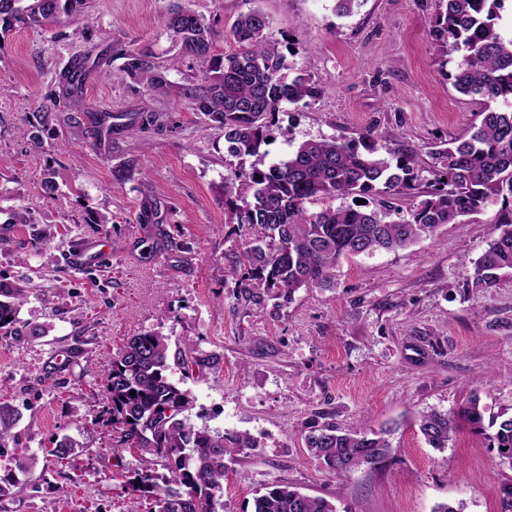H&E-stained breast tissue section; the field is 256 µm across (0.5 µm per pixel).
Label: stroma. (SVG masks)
<instances>
[{
	"label": "stroma",
	"instance_id": "1",
	"mask_svg": "<svg viewBox=\"0 0 512 512\" xmlns=\"http://www.w3.org/2000/svg\"><path fill=\"white\" fill-rule=\"evenodd\" d=\"M171 0H92L74 23L0 34V186L32 214L1 224L0 281L23 284L21 320L39 337L0 335V399L17 411L0 466L16 449L37 454L69 436L89 448L73 480L39 461L8 512H126L118 466L135 458L90 431L107 407L101 374L128 336L156 331L172 351L194 342L203 367H173L196 399L191 419L252 434L257 454L228 463L224 512H251L255 490L287 482L335 503L338 512H498L497 485L512 469L495 464L487 440L461 428L445 452L426 445L420 414L455 413L478 395L491 413L512 414V274L474 292L472 263L484 251L497 206L441 227L406 249L341 260L331 287L299 289L257 313L241 297L231 259L244 232L224 209V177L251 158L230 155L223 131L188 109L182 88L202 85L165 24ZM217 31L216 54L236 46V17L262 10L268 39L293 73L321 89L284 105L270 131L266 162L307 139L387 136L391 153L422 165L463 135L483 105L441 76L432 35L437 0H360L337 16L335 0H184ZM151 50L176 87L146 92L113 61L90 78L87 100L113 111L169 113L174 128L125 135L92 148L90 133L52 123L42 148L26 131L36 106L56 97L73 57L108 46ZM65 179L42 186L46 168ZM158 221L141 224L144 199ZM376 429L396 424L382 468L337 477L310 457L306 426Z\"/></svg>",
	"mask_w": 512,
	"mask_h": 512
}]
</instances>
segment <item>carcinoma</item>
<instances>
[{
    "label": "carcinoma",
    "mask_w": 512,
    "mask_h": 512,
    "mask_svg": "<svg viewBox=\"0 0 512 512\" xmlns=\"http://www.w3.org/2000/svg\"><path fill=\"white\" fill-rule=\"evenodd\" d=\"M505 0H438L434 32L438 46L450 57L461 54L452 69L443 72L461 94L483 102L480 122L465 134L448 140V147L433 157L421 179L415 154L387 157L384 137L371 132L350 139H308L299 142L284 160L263 168L234 169L224 178V206L230 223L248 234L236 255L233 274L239 292L291 299L308 286L327 287L343 258L371 255L380 250L410 246L430 237L442 226L456 224L489 205L500 204L496 225L487 246L474 262L469 286L476 291L494 287L512 273V38L496 28ZM90 0H0V26L48 27L86 13ZM179 55L197 64L207 84L186 88L189 108L209 125L224 130L234 156H258L268 144L272 120L285 103L315 100L320 89L303 73L289 79L287 57L264 36L269 27L265 13L254 8L237 16L230 37L238 50L215 54L217 35L210 23L174 0L166 20ZM123 71L146 91L167 94L173 88L168 68L146 49H122ZM107 58L84 55L60 75L63 101L37 110L38 127L31 141L63 110L68 125L80 128L78 115L91 119L95 144L110 145L124 133H162L170 124L166 112L142 110L114 112L110 106L85 102L86 75L101 71ZM421 193L424 199L405 213L398 201ZM352 197L350 205H328L308 212L311 201ZM365 203H359V200ZM6 213V224H32L22 206ZM25 294L18 285L0 282V335H42V328L21 321ZM169 337L155 331L130 337L104 373L107 418L92 419L104 427L109 440L135 457L139 466L125 475L131 503L139 512L142 501L150 512H224L226 458L260 447L246 432H226L191 422L195 398L171 376ZM480 398L470 397L450 416L432 411L421 415L419 431L425 443L443 452L462 426L488 435L489 447L499 463L512 469V415L485 418ZM17 415L0 402V443L10 436ZM394 426L379 430L359 427L342 430L333 423L314 422L305 427L308 454L325 471L345 475L360 467L379 469L391 459L388 437ZM87 449L64 437L46 449V456L72 471L81 468ZM37 457L20 451L0 473V512L4 502L24 493L28 474ZM499 512H512V480L499 485ZM251 512H336L329 500L301 492L289 483H275L255 491Z\"/></svg>",
    "instance_id": "carcinoma-1"
}]
</instances>
